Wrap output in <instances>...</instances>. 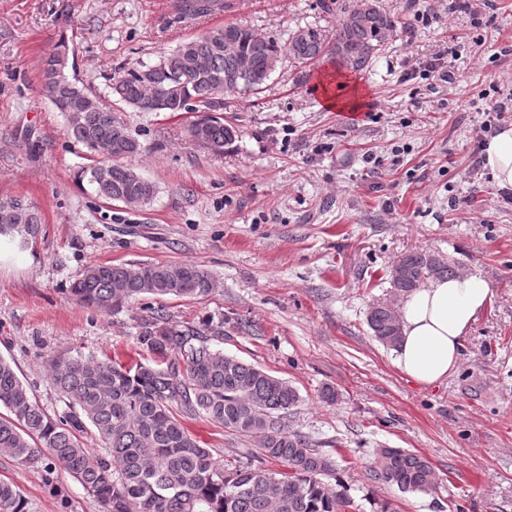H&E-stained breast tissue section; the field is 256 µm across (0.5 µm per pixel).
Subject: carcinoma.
<instances>
[{"label": "carcinoma", "instance_id": "cac0c4a2", "mask_svg": "<svg viewBox=\"0 0 512 512\" xmlns=\"http://www.w3.org/2000/svg\"><path fill=\"white\" fill-rule=\"evenodd\" d=\"M233 0H173V20L201 19L234 8ZM337 28L295 30L284 45L263 31L237 24L213 27L185 40L156 64L113 76L106 104L67 75L69 46L59 41L43 60L42 94L67 119L74 139L102 160L82 170L97 195L110 202L135 197L144 207L156 185L126 163L142 151L121 112H201L212 151L222 153L238 130L213 117L221 100L243 88L262 92L283 60L298 67L324 56L350 72L368 67L396 30L379 0H336ZM0 205V236L24 246L37 239L41 211L20 196ZM451 263L427 251L402 254L389 271L393 300L370 307L366 322L387 348L400 343L393 301L432 278H453ZM215 278L201 265L151 262L94 264L72 282V298L100 311H119L151 295L203 300ZM212 324L173 323L148 309L136 337L150 354L132 364L94 356L50 360L52 383L67 407L50 415L0 358V453L19 465L59 464L105 506L106 512H347L351 500L333 456L288 428L300 401L287 380L211 346ZM205 417L226 431L257 439L243 460L220 464L187 426ZM100 448L84 442L87 427ZM369 479L402 493L431 495L440 478L424 456L381 448ZM16 487L0 481V512H25Z\"/></svg>", "mask_w": 512, "mask_h": 512}]
</instances>
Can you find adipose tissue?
I'll return each mask as SVG.
<instances>
[{"instance_id": "obj_1", "label": "adipose tissue", "mask_w": 512, "mask_h": 512, "mask_svg": "<svg viewBox=\"0 0 512 512\" xmlns=\"http://www.w3.org/2000/svg\"><path fill=\"white\" fill-rule=\"evenodd\" d=\"M483 156V167L494 184L512 190V125L489 139ZM491 297L487 283L477 274L433 279L408 295L400 311L396 369L420 385L446 379L459 363L463 339Z\"/></svg>"}]
</instances>
